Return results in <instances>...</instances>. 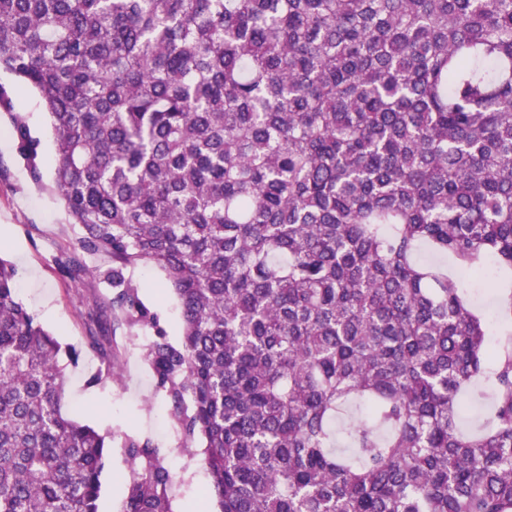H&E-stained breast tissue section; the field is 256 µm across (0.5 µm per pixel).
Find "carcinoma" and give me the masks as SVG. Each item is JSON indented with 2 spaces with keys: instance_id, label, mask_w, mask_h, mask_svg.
I'll list each match as a JSON object with an SVG mask.
<instances>
[{
  "instance_id": "carcinoma-1",
  "label": "carcinoma",
  "mask_w": 512,
  "mask_h": 512,
  "mask_svg": "<svg viewBox=\"0 0 512 512\" xmlns=\"http://www.w3.org/2000/svg\"><path fill=\"white\" fill-rule=\"evenodd\" d=\"M2 71L51 117L82 229L60 271L111 257L132 325L140 266L176 294L181 344L147 357L221 512H512V0H0ZM488 259L492 348L462 285ZM15 274L0 512H100L106 437L63 412ZM127 447L124 512H171Z\"/></svg>"
}]
</instances>
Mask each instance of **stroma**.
<instances>
[{"instance_id":"1","label":"stroma","mask_w":512,"mask_h":512,"mask_svg":"<svg viewBox=\"0 0 512 512\" xmlns=\"http://www.w3.org/2000/svg\"><path fill=\"white\" fill-rule=\"evenodd\" d=\"M0 85L14 89L12 109L0 107V257L16 268L20 301L62 345L79 352L77 363H66L63 409L78 412L83 423L110 436L101 475L100 512H123L127 490L121 474L129 470L126 437L150 441L163 465L174 478L172 512H215L208 493L210 477L203 464L205 450L193 453L180 447L181 431L171 417L172 406L159 389L145 359L156 332L172 345L181 342L182 324L178 300L153 266L136 271L141 303L150 320L130 330L122 316L113 314L111 284L61 274L57 259L74 243L80 229L72 224L54 185L57 154L49 117L39 95L18 89L10 74L0 73ZM22 117L36 143V161L28 163L13 133L15 117ZM97 313L101 325L91 322ZM99 336L122 370L120 382H97L105 365L87 348L89 335Z\"/></svg>"}]
</instances>
